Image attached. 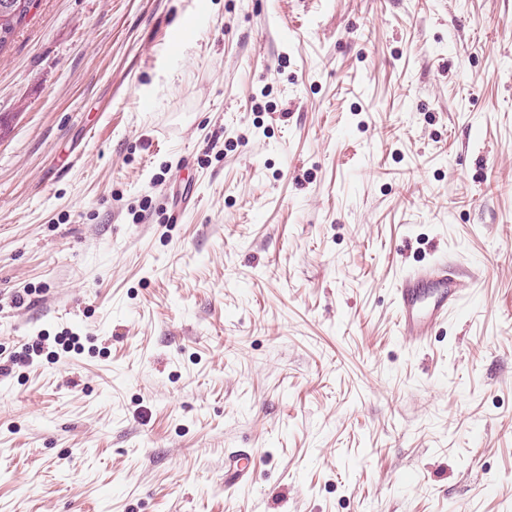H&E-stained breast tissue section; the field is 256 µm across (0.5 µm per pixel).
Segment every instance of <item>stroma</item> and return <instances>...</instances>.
Wrapping results in <instances>:
<instances>
[{
  "label": "stroma",
  "mask_w": 512,
  "mask_h": 512,
  "mask_svg": "<svg viewBox=\"0 0 512 512\" xmlns=\"http://www.w3.org/2000/svg\"><path fill=\"white\" fill-rule=\"evenodd\" d=\"M437 258L479 282L417 348L392 288ZM29 346L0 512H512V0H37L0 54ZM258 465V457L253 449L230 451L224 458V491L227 499L239 485L246 483Z\"/></svg>",
  "instance_id": "obj_1"
}]
</instances>
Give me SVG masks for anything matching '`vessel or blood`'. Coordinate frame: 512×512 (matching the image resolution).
<instances>
[{
  "instance_id": "b4317fda",
  "label": "vessel or blood",
  "mask_w": 512,
  "mask_h": 512,
  "mask_svg": "<svg viewBox=\"0 0 512 512\" xmlns=\"http://www.w3.org/2000/svg\"><path fill=\"white\" fill-rule=\"evenodd\" d=\"M470 290L446 260L439 259L400 275L393 288L397 324L402 336L421 346L437 327L462 309ZM258 465L254 450L237 449L224 458V490L246 483Z\"/></svg>"
}]
</instances>
